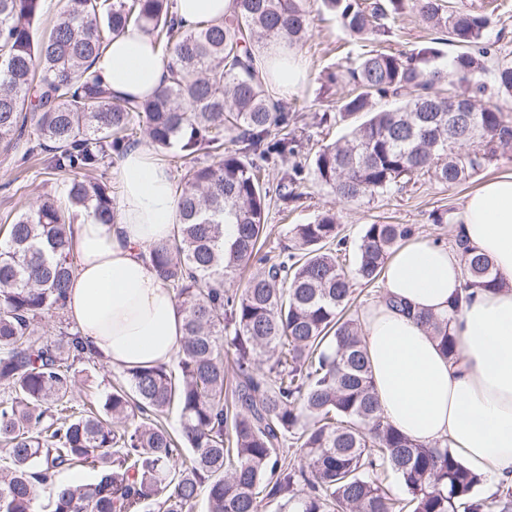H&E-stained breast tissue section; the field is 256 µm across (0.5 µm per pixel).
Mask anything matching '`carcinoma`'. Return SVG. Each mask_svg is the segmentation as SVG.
<instances>
[{
    "mask_svg": "<svg viewBox=\"0 0 512 512\" xmlns=\"http://www.w3.org/2000/svg\"><path fill=\"white\" fill-rule=\"evenodd\" d=\"M44 0H0V145L50 154L67 175L66 201L46 195L16 215L0 241V512H36L37 491L52 486L47 512H512V485L487 484L448 440L412 441L381 415L360 322L349 314L352 281L374 285L391 250L414 230L365 225L356 264L339 261L344 240L328 211L290 230L294 251H263L267 169L288 165L282 202L303 180L298 116L283 111L258 75L251 43L285 42L296 51L310 27L307 0H235L218 24L183 25L169 0H67L45 32ZM361 40L390 33L405 0H322ZM422 19L461 48L449 66L436 42L407 58L370 49L331 73L350 87L334 116L348 127L314 157L311 174L340 202L391 193L428 176L453 187L512 148V63H500L493 91L480 76L493 57L483 42L484 7L448 9L414 0ZM142 26L161 50L168 84L143 100H117L92 69L107 47L103 32ZM471 86L475 106L448 131V75ZM179 148V218L172 238L150 255L172 283L184 314L177 370L124 369L98 408L72 403L76 363L94 365L65 322L77 266L71 224L84 209L115 221L112 188L92 176L137 144ZM232 134L235 148L224 147ZM236 225L224 238V225ZM464 288L500 281L493 260L463 250ZM259 270L230 292L224 281ZM53 318L59 337L39 333ZM449 359L458 357L450 319L416 313ZM232 350V382L224 353ZM267 362V369L258 368ZM177 409L178 431L166 416ZM89 467L88 483L57 480ZM397 477L405 496L385 484Z\"/></svg>",
    "mask_w": 512,
    "mask_h": 512,
    "instance_id": "cac0c4a2",
    "label": "carcinoma"
}]
</instances>
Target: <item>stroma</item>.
<instances>
[{"mask_svg": "<svg viewBox=\"0 0 512 512\" xmlns=\"http://www.w3.org/2000/svg\"><path fill=\"white\" fill-rule=\"evenodd\" d=\"M311 27L306 43L299 50L305 76L296 93L282 97L285 111L294 108L303 110L304 157H314L323 146L345 135L342 124L323 127L319 124L322 112L335 110L345 93L340 85L327 84V72L338 70L347 62L348 52H360L359 40L351 37L337 22L335 16L326 11L321 0H310ZM434 33L422 20L418 12L408 8L399 15L395 23V35L391 42L393 52L409 55L427 44ZM18 150L0 148V227L5 219L36 203L43 194L57 196L65 191V177L48 167L47 155H39L27 163H20ZM512 174V149L505 150L498 162L474 174L466 183L447 188L429 179L407 185L398 193L385 194L373 199L344 204L314 178L305 179L297 188L300 195L296 209L291 215H283L280 207H271L267 216L270 232L268 245L273 251H281L294 244L290 228L295 224H309L324 211L336 215L340 235L346 236L349 244H357L365 225L380 221L389 224H408L418 240L451 244L456 231V217L465 196L488 178L501 174ZM443 214V223H434L435 214ZM77 385L73 391L76 406L90 404L103 399L109 391L115 371L105 363L97 365L79 364L75 367Z\"/></svg>", "mask_w": 512, "mask_h": 512, "instance_id": "stroma-1", "label": "stroma"}]
</instances>
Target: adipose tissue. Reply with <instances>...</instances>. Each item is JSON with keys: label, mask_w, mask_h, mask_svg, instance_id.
<instances>
[{"label": "adipose tissue", "mask_w": 512, "mask_h": 512, "mask_svg": "<svg viewBox=\"0 0 512 512\" xmlns=\"http://www.w3.org/2000/svg\"><path fill=\"white\" fill-rule=\"evenodd\" d=\"M264 54L263 80L296 91L303 78L299 56L284 44L268 46ZM93 68L118 99L149 97L168 79L161 51L134 26L109 37ZM112 176L115 222L102 224L81 211L72 226L78 263L67 316L84 346L109 366L165 365L182 344L184 317L149 248L171 238L179 191L169 170L142 145L121 155ZM456 233L493 260L502 286L473 291L461 311L452 312L463 285L459 251L404 242L384 267V299L361 317L363 340L391 425L420 443L448 439L469 469L512 484V174L489 179L466 196ZM391 297L452 316L459 362L392 309Z\"/></svg>", "instance_id": "obj_1"}]
</instances>
